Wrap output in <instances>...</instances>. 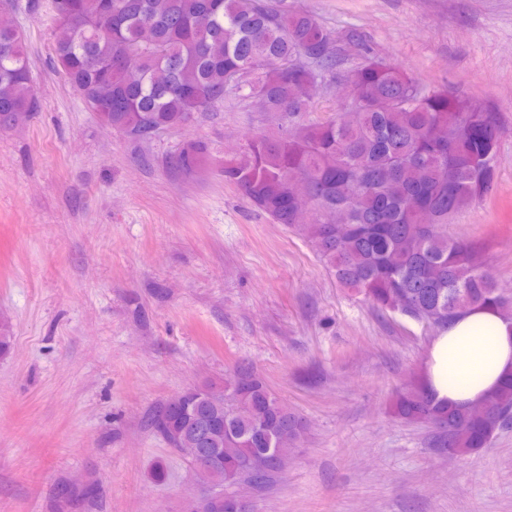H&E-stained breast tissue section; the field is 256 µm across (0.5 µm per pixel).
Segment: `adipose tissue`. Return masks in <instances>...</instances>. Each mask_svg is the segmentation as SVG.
Segmentation results:
<instances>
[{"label": "adipose tissue", "mask_w": 512, "mask_h": 512, "mask_svg": "<svg viewBox=\"0 0 512 512\" xmlns=\"http://www.w3.org/2000/svg\"><path fill=\"white\" fill-rule=\"evenodd\" d=\"M424 380L435 402L469 406L512 375V318L491 305L473 308L433 338Z\"/></svg>", "instance_id": "adipose-tissue-1"}]
</instances>
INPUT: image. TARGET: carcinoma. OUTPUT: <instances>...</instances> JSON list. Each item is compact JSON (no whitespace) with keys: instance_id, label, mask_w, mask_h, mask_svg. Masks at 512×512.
I'll use <instances>...</instances> for the list:
<instances>
[{"instance_id":"cac0c4a2","label":"carcinoma","mask_w":512,"mask_h":512,"mask_svg":"<svg viewBox=\"0 0 512 512\" xmlns=\"http://www.w3.org/2000/svg\"><path fill=\"white\" fill-rule=\"evenodd\" d=\"M52 50L57 67L100 123L145 143L159 127L177 128L227 98L261 94L285 128L251 138L224 182L276 224L305 236L336 283L381 311L401 310L441 330L470 307L503 313L512 299L473 260L471 244L448 238L445 225L490 195L501 135L497 114L478 100L423 85L404 68L376 59L344 75L359 103L322 122H304L315 94L338 71L333 38L311 13L280 0H55ZM260 65L249 83L233 74ZM26 34L0 21V128L36 111ZM202 148L183 143L169 164L193 172ZM309 190V224L294 222L293 180ZM200 405L205 447L224 460L215 486L260 484L275 470L241 468L294 442L302 418L253 367L240 364L228 384L210 386ZM476 421L466 407L440 406L419 380L390 403L407 423L440 429L438 446L456 455L487 446L512 422V376L486 397ZM189 416L163 404L151 427L164 440Z\"/></svg>"}]
</instances>
